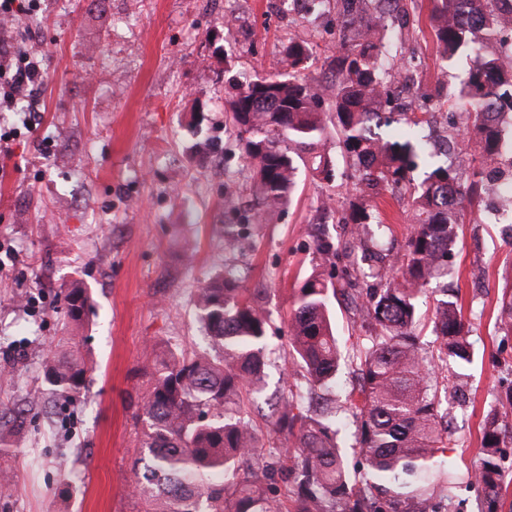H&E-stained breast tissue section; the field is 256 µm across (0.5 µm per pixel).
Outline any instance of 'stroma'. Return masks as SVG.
<instances>
[{
	"instance_id": "35a3bbf8",
	"label": "stroma",
	"mask_w": 512,
	"mask_h": 512,
	"mask_svg": "<svg viewBox=\"0 0 512 512\" xmlns=\"http://www.w3.org/2000/svg\"><path fill=\"white\" fill-rule=\"evenodd\" d=\"M430 8L429 0L408 5L416 107L442 103L451 123L472 60L442 61ZM339 30L335 12L291 17L274 0H224L220 14L203 0H32L0 21V39L34 54L41 69L34 114L0 111L13 150L0 160V413L41 390L45 348L65 322L62 287L74 280L91 295L82 334L95 364L80 396L57 397L24 433L0 439V468L12 472L0 512H137L129 490L139 454L133 412L149 385L143 367L154 345L203 346L193 298L217 270L236 268L243 287L265 291L278 329L265 397L293 386V297L318 263V239L332 237L338 271L351 269L355 227L343 218L356 172L329 134L335 186L300 161L290 203L271 223L250 225L254 249L225 251L224 230L240 221L226 192L244 188L246 172L224 102L229 78L273 69L293 33H310L324 52ZM216 154L219 172L209 164ZM452 263L447 284L463 305L474 361L448 375L458 399L446 457L469 512L480 494L471 479L480 425L494 397L512 388V335L496 325L501 295L512 289V223L488 206L466 217Z\"/></svg>"
}]
</instances>
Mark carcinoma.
<instances>
[{"label":"carcinoma","instance_id":"obj_1","mask_svg":"<svg viewBox=\"0 0 512 512\" xmlns=\"http://www.w3.org/2000/svg\"><path fill=\"white\" fill-rule=\"evenodd\" d=\"M335 2L342 27L322 75L306 74L312 46L297 32L274 72L261 68L229 81L225 111L251 170L257 224L288 202L301 154L311 155L321 180H334L333 162L321 147L326 111L335 116L344 154L358 171L345 218L357 229L350 254L381 284L350 297L355 313L376 329L352 353L360 383L336 397L341 351L329 311L337 292L335 248L320 240V263L299 288L288 321L293 375L305 382L308 406L277 397L267 418L292 442L264 448L244 397L258 392L267 366L271 312L264 289L212 276L194 299L209 348L192 354L155 349L146 366L150 388L136 412L138 512H442L436 489L445 498L453 492L444 451L454 442V415L438 374L450 362L468 367L473 352L458 297L437 301L432 349L416 333L417 301L432 280L448 274L458 225L483 195L496 191L512 200V178L500 177L504 126L512 127L505 111L512 108V65L503 58L512 39V0H431L441 57L451 62L463 51L474 57L458 100L463 119L449 140L478 159L467 176L452 159L434 160L420 135L425 119L408 105L398 104L405 135L382 132L392 115L390 83L411 60L403 52L387 56L393 31L403 25V0ZM418 158L427 171L416 185ZM386 191L407 200L412 227L403 251L374 266L369 242L382 221L371 201ZM251 245L243 230L224 237V246L239 252ZM89 299L83 283L66 286L67 335L44 357L51 396L86 389L93 365L79 332ZM497 320L504 335L512 334V295L502 300ZM345 413L355 423L362 470L349 468L337 442ZM28 416L27 410L6 421L0 416V433L22 431ZM510 458L512 391L487 410L481 425V463L474 470L479 512H493L512 483V467L504 466Z\"/></svg>","mask_w":512,"mask_h":512}]
</instances>
